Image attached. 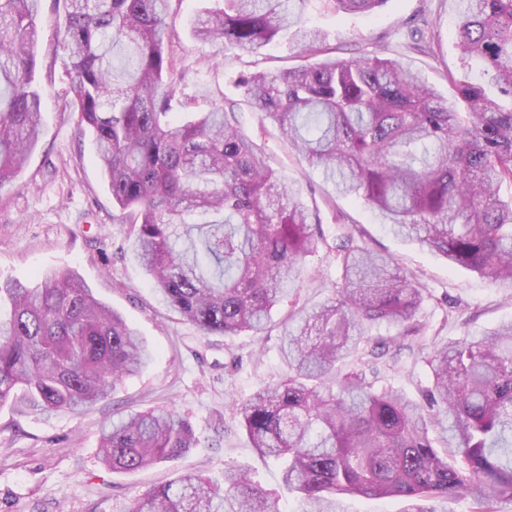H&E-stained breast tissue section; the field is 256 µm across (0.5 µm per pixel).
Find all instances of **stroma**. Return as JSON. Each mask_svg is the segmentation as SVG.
<instances>
[{"label": "stroma", "mask_w": 512, "mask_h": 512, "mask_svg": "<svg viewBox=\"0 0 512 512\" xmlns=\"http://www.w3.org/2000/svg\"><path fill=\"white\" fill-rule=\"evenodd\" d=\"M207 0H173L168 34L176 68L177 109L205 112L233 107L240 130L251 137L268 165L299 189L320 219L325 242L307 257L300 279L271 311L262 335L201 336L166 306L134 255L131 227L113 204L94 160L90 138L76 137V114L65 103L68 79L53 57L57 15L44 0L42 37L35 49L43 126L19 177L0 189V277L34 282L38 273L71 269L97 298L120 311L154 351L138 375L79 414L45 415L14 403L0 406V512H128L150 487L182 473L223 482L228 467L242 468L276 499L278 512H304L298 492L282 483L276 464L252 447L236 413L238 402L258 388L283 380L282 322L289 313L330 299L336 287V237L355 227L370 249L391 255L430 292L418 314L423 326L397 358L380 361L378 383L420 397L429 384L426 356L450 339L485 335L512 320V289L493 286L417 242L391 234L361 201L338 196L322 168L309 165L246 101L241 81L257 71L300 63L304 51L280 37L261 53L197 41L191 19ZM453 0H385L372 15L337 12L331 0H311L308 23L324 33L326 47L349 59L376 54L418 70L442 96L449 78L468 67L455 38ZM163 407L178 412L196 433V444L179 459L153 467L111 472L100 462L101 429L113 414Z\"/></svg>", "instance_id": "obj_1"}]
</instances>
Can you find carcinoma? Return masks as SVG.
Returning a JSON list of instances; mask_svg holds the SVG:
<instances>
[{
  "instance_id": "cac0c4a2",
  "label": "carcinoma",
  "mask_w": 512,
  "mask_h": 512,
  "mask_svg": "<svg viewBox=\"0 0 512 512\" xmlns=\"http://www.w3.org/2000/svg\"><path fill=\"white\" fill-rule=\"evenodd\" d=\"M61 2L54 55L66 69L75 134L92 138L153 288L204 337L264 331L322 241L312 230L318 216L275 177L234 112L172 113V0ZM213 2L193 20L195 38L258 53L290 32L315 58L252 74L244 94L336 193L363 201L448 266L512 285V196L502 195L512 187V0H455L458 46L481 78L449 77L447 100L397 60L323 56L321 32L305 24L310 0ZM383 2L334 0V8L372 13ZM41 6L0 0V189L41 132ZM192 215L204 220L190 224ZM336 261V296L284 323L286 377L237 408L252 447L280 462L308 512H340L344 495L399 497L404 512H436L425 503L468 496L476 512H495L512 499V321L434 348L421 399L376 389L364 366L419 334L425 289L351 232ZM379 323L397 334L368 335ZM355 355L362 366L345 369ZM150 358L74 271L45 272L33 285L0 280V406L19 399L34 412L76 414ZM437 429L451 451L434 445ZM194 444L192 425L175 411L148 410L112 421L100 453L108 469L130 472ZM130 512L278 510L270 492L228 467L222 485L183 474L134 499Z\"/></svg>"
}]
</instances>
